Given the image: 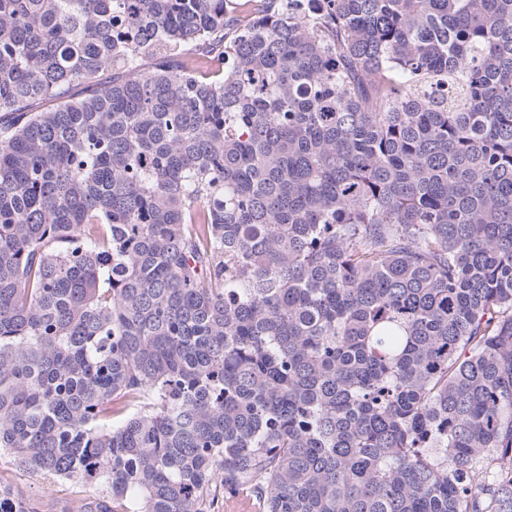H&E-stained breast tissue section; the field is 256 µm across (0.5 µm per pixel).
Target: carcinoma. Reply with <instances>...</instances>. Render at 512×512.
<instances>
[{
	"mask_svg": "<svg viewBox=\"0 0 512 512\" xmlns=\"http://www.w3.org/2000/svg\"><path fill=\"white\" fill-rule=\"evenodd\" d=\"M2 117L0 454L72 512H512V0H0Z\"/></svg>",
	"mask_w": 512,
	"mask_h": 512,
	"instance_id": "cac0c4a2",
	"label": "carcinoma"
}]
</instances>
